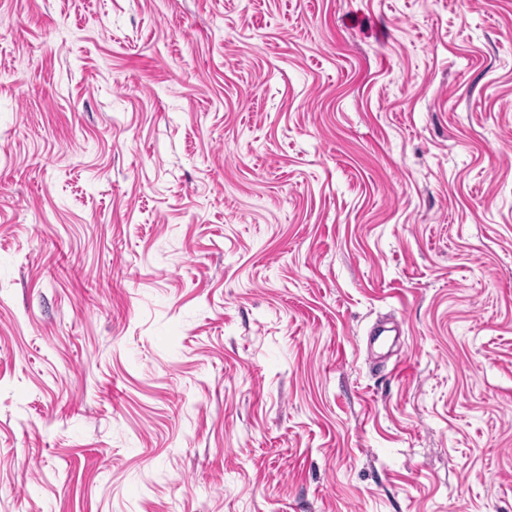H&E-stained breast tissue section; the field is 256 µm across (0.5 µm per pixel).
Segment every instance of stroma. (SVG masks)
Wrapping results in <instances>:
<instances>
[{"label":"stroma","mask_w":512,"mask_h":512,"mask_svg":"<svg viewBox=\"0 0 512 512\" xmlns=\"http://www.w3.org/2000/svg\"><path fill=\"white\" fill-rule=\"evenodd\" d=\"M0 512H512V0H0Z\"/></svg>","instance_id":"1"}]
</instances>
